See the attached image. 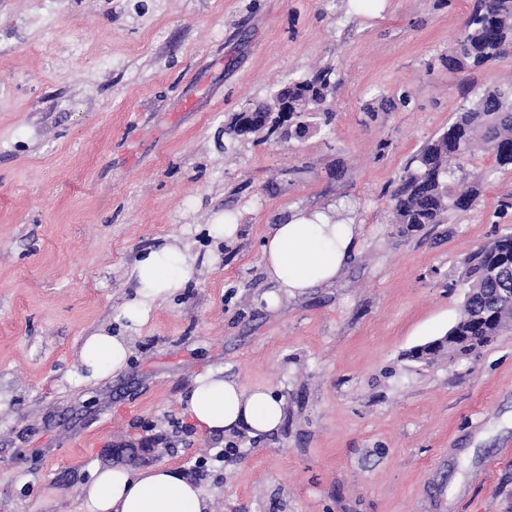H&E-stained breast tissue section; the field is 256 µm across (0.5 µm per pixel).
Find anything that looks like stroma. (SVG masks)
Segmentation results:
<instances>
[{"instance_id": "1", "label": "stroma", "mask_w": 512, "mask_h": 512, "mask_svg": "<svg viewBox=\"0 0 512 512\" xmlns=\"http://www.w3.org/2000/svg\"><path fill=\"white\" fill-rule=\"evenodd\" d=\"M472 5L0 0V512H85L115 463L178 469L210 512H512V331L460 362L408 357L459 319L465 255L512 231V170L461 158L482 196L441 224L393 223L389 201L422 145L512 80V55L449 64ZM327 66L314 127L229 144L238 113ZM291 208L360 226L336 280L295 296L261 254ZM224 216L234 235L210 238ZM167 242L192 277L132 324L130 271ZM103 328L131 356L93 380L79 351ZM217 369L281 398L279 430L199 432L186 395Z\"/></svg>"}]
</instances>
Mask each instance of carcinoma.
Instances as JSON below:
<instances>
[{"label":"carcinoma","instance_id":"obj_1","mask_svg":"<svg viewBox=\"0 0 512 512\" xmlns=\"http://www.w3.org/2000/svg\"><path fill=\"white\" fill-rule=\"evenodd\" d=\"M512 54V0H474L464 23V32L454 48L460 67H481ZM333 70L324 68L311 77L288 84V103L297 120L321 111L335 88ZM272 130L260 121L249 132L234 121L226 130L232 141ZM480 145L490 147L501 167H512V84L484 89L474 105L456 113L448 129L427 143L406 164L391 193L396 224H441L451 211H469L482 193L481 178L462 179L456 189L447 182L452 172L449 160L461 157ZM461 278L472 295L487 288H512V233L482 245L462 262ZM512 325V306L475 309L468 305L455 323L453 333L470 337L463 349L439 351L453 362L462 352L478 351Z\"/></svg>","mask_w":512,"mask_h":512}]
</instances>
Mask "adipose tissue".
Segmentation results:
<instances>
[{
  "label": "adipose tissue",
  "mask_w": 512,
  "mask_h": 512,
  "mask_svg": "<svg viewBox=\"0 0 512 512\" xmlns=\"http://www.w3.org/2000/svg\"><path fill=\"white\" fill-rule=\"evenodd\" d=\"M358 236L357 224L333 222L323 212L289 210L262 245L266 275L288 295L333 281L353 258ZM132 275L141 299L126 315L141 324L152 302L190 280L191 258L187 248L166 244L149 251ZM129 355L124 337L104 329L88 336L79 353L85 369L94 377L123 370ZM186 406L195 426L209 434L242 428L254 435L268 434L277 431L284 418L282 401L270 391L243 389L219 370L195 378ZM83 496L87 512H210L202 489L183 473L162 464L135 470L119 464L97 468L84 486Z\"/></svg>",
  "instance_id": "1"
}]
</instances>
